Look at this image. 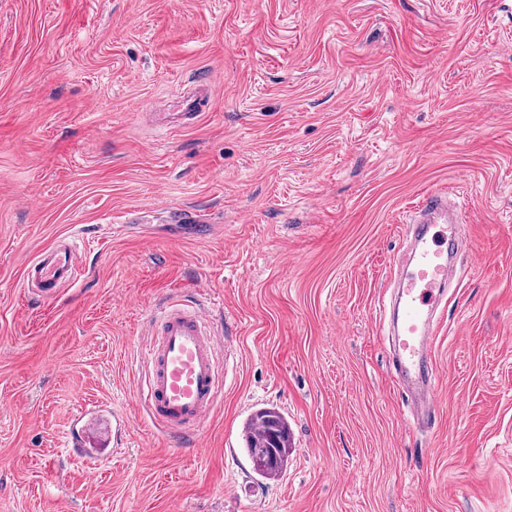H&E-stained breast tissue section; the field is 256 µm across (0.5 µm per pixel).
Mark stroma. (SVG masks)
<instances>
[{
    "label": "stroma",
    "mask_w": 512,
    "mask_h": 512,
    "mask_svg": "<svg viewBox=\"0 0 512 512\" xmlns=\"http://www.w3.org/2000/svg\"><path fill=\"white\" fill-rule=\"evenodd\" d=\"M193 94L197 125L160 130ZM441 188L473 250L424 428L379 304ZM70 236L83 279L26 300L25 260ZM178 295L227 333L197 448L137 392ZM95 405L131 430L80 459ZM264 407L274 480L242 437ZM0 512H512V0H0ZM243 440L256 471L263 477H277L288 462L289 428L286 417L275 408L253 412L243 425ZM270 451L267 462L259 463L258 452Z\"/></svg>",
    "instance_id": "1"
}]
</instances>
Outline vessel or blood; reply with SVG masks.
I'll list each match as a JSON object with an SVG mask.
<instances>
[{
	"label": "vessel or blood",
	"mask_w": 512,
	"mask_h": 512,
	"mask_svg": "<svg viewBox=\"0 0 512 512\" xmlns=\"http://www.w3.org/2000/svg\"><path fill=\"white\" fill-rule=\"evenodd\" d=\"M458 219L446 195L428 192L421 197L410 230V257L398 284L390 349L393 383L422 419L438 403V374L429 354L439 326L437 316L447 304V288L457 277L464 248L456 233L445 230ZM84 269L74 241L46 247L25 262L22 292L37 300L53 299L73 287ZM223 354L224 331L209 320L200 302L178 299L156 308L144 351V400L150 421L172 438L199 440L223 392ZM126 424V414L117 410L108 422L82 412L74 421L75 455L101 453L118 442Z\"/></svg>",
	"instance_id": "1"
}]
</instances>
